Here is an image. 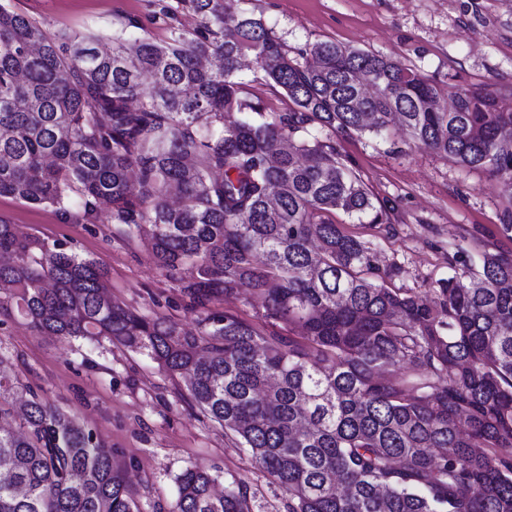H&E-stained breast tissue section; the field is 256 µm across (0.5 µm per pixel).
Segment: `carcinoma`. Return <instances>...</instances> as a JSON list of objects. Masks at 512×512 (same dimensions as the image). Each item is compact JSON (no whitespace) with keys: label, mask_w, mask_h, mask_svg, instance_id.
<instances>
[{"label":"carcinoma","mask_w":512,"mask_h":512,"mask_svg":"<svg viewBox=\"0 0 512 512\" xmlns=\"http://www.w3.org/2000/svg\"><path fill=\"white\" fill-rule=\"evenodd\" d=\"M156 6L165 39L130 52L124 30L60 37L0 4V196L75 192L87 216L109 203L208 311L200 333L113 302L97 261L3 218L0 315L104 336L185 378L286 512H512V256L484 250L468 282L441 279L426 301L331 219L390 221L332 135L398 125L512 185V107L333 41L292 56L225 0ZM244 58L288 111L247 93ZM243 285L288 335L210 311ZM219 478L186 469L168 512H251L247 485L217 495ZM0 512L140 510L93 430L0 372Z\"/></svg>","instance_id":"carcinoma-1"}]
</instances>
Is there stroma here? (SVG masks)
Listing matches in <instances>:
<instances>
[{
  "label": "stroma",
  "mask_w": 512,
  "mask_h": 512,
  "mask_svg": "<svg viewBox=\"0 0 512 512\" xmlns=\"http://www.w3.org/2000/svg\"><path fill=\"white\" fill-rule=\"evenodd\" d=\"M8 4L53 34L109 36L133 19L155 39L166 35L152 0ZM249 8L290 50L335 41L391 57L441 86H481L512 104V0H251ZM335 142L379 202L392 209L387 224H359L341 212L335 220L372 243L380 266L399 267L394 287L427 299L439 279L478 263L481 250L512 253V233L502 230L504 212L512 211V186L457 166L401 130L390 142L372 136H339ZM109 215L101 206L86 217L75 197L62 207L0 197V217L99 261L113 301L198 334L200 315L179 282ZM0 362L107 442L141 512H166L176 477L192 466L243 480L253 495L252 512H285L282 489L192 405L182 382L146 356L103 337L43 336L20 317L5 316Z\"/></svg>",
  "instance_id": "stroma-1"
}]
</instances>
